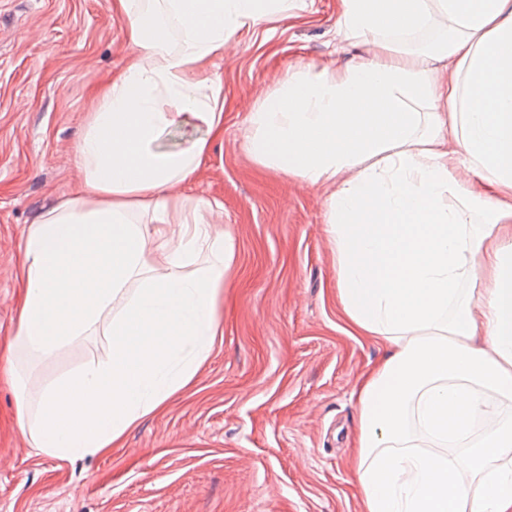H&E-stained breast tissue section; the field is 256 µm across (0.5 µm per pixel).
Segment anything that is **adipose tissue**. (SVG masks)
Returning a JSON list of instances; mask_svg holds the SVG:
<instances>
[{
	"label": "adipose tissue",
	"instance_id": "obj_1",
	"mask_svg": "<svg viewBox=\"0 0 512 512\" xmlns=\"http://www.w3.org/2000/svg\"><path fill=\"white\" fill-rule=\"evenodd\" d=\"M297 7L112 0L131 52L95 92L83 182L27 228L14 338L48 361L100 333L112 354L33 403L12 372L38 453L117 446L223 334L234 244L210 220L220 201L182 189L224 136L214 60ZM336 37L365 55L289 71L248 113L246 146L328 188L338 304L385 349L353 391L363 512H512V0H339ZM190 123L204 136L161 147Z\"/></svg>",
	"mask_w": 512,
	"mask_h": 512
}]
</instances>
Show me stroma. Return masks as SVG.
<instances>
[{
    "label": "stroma",
    "instance_id": "obj_1",
    "mask_svg": "<svg viewBox=\"0 0 512 512\" xmlns=\"http://www.w3.org/2000/svg\"><path fill=\"white\" fill-rule=\"evenodd\" d=\"M336 10L314 0L215 60L224 137L189 194L222 202L211 220L233 233L224 333L192 384L118 448L60 460L20 435L4 375L21 244L34 216L81 182L75 153L93 90L129 47L111 0H0V512H361L352 389L384 349L348 335L338 313L325 189L261 171L244 142L248 112L289 70L363 54L336 47ZM110 353L109 337L75 341L28 364V388Z\"/></svg>",
    "mask_w": 512,
    "mask_h": 512
}]
</instances>
